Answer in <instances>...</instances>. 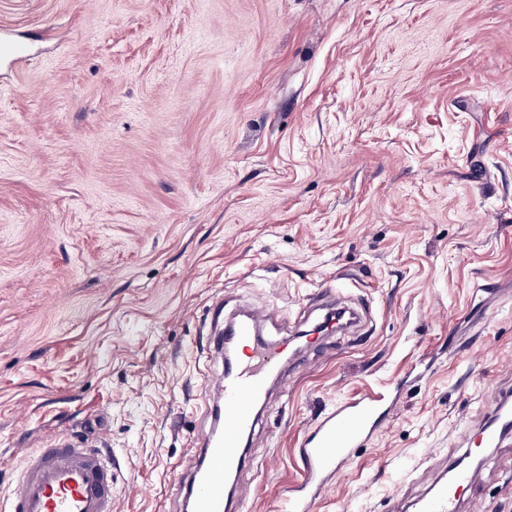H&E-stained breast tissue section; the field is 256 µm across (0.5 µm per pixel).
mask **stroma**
<instances>
[{
    "label": "stroma",
    "instance_id": "stroma-1",
    "mask_svg": "<svg viewBox=\"0 0 512 512\" xmlns=\"http://www.w3.org/2000/svg\"><path fill=\"white\" fill-rule=\"evenodd\" d=\"M0 503L86 440L113 512H180L213 304L278 342L368 318L271 386L234 481L276 512L298 440L399 387L313 512H391L512 382V0H0ZM487 292H479V285ZM512 445L479 512H512Z\"/></svg>",
    "mask_w": 512,
    "mask_h": 512
}]
</instances>
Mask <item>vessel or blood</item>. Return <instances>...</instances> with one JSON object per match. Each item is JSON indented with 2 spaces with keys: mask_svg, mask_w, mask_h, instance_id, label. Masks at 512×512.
<instances>
[{
  "mask_svg": "<svg viewBox=\"0 0 512 512\" xmlns=\"http://www.w3.org/2000/svg\"><path fill=\"white\" fill-rule=\"evenodd\" d=\"M273 318L267 309L251 311L247 324L221 330L214 338L215 358L241 346L249 347L250 354L235 361L231 374L220 378V397L204 401L211 425L182 491L188 512H225L224 489L245 461L244 438L255 423L256 408L270 380L282 370L297 372L303 367L301 359L287 358L284 347L256 341L257 324ZM486 397L493 406L490 421L474 427L459 447L449 449L447 461L411 501L413 512H473L476 472L466 466V459L512 441V392L492 383ZM388 408V392H365L338 403L303 436L298 452L304 475L283 499L281 512H312L354 449L366 446L377 432ZM115 485L112 467L100 454L68 434L57 433L45 447L25 454L6 512H112Z\"/></svg>",
  "mask_w": 512,
  "mask_h": 512,
  "instance_id": "b4317fda",
  "label": "vessel or blood"
}]
</instances>
